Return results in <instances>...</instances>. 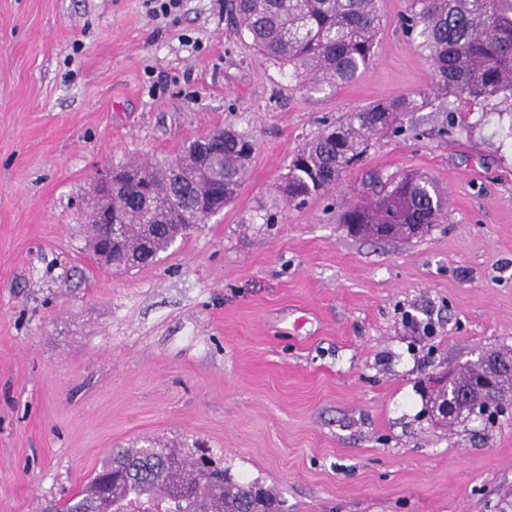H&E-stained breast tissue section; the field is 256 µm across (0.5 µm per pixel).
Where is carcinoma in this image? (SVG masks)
<instances>
[{"mask_svg":"<svg viewBox=\"0 0 512 512\" xmlns=\"http://www.w3.org/2000/svg\"><path fill=\"white\" fill-rule=\"evenodd\" d=\"M231 10L259 54L291 68L308 92H322L354 81L372 64L382 19L378 0H233ZM412 44L430 61L431 81L417 92L376 102L347 114L292 158L280 192L289 205L327 191L359 163L374 137L398 134L411 115L436 106L453 113L449 98L482 102L489 111L512 115V0H407L403 14ZM253 140L224 131L203 159L183 150L148 166L135 165L131 183L112 188V223L120 225L130 268L157 260L176 232L172 215L184 223H203L197 210L220 192L224 204L237 197L252 156ZM444 202L427 180L406 175L392 189L350 205L343 223L355 233L384 238L414 236L443 219ZM402 223L420 224L414 232ZM480 363L458 372L455 385L470 391ZM487 406L512 397V371ZM57 512H284L282 501L257 480H238L219 462L214 469L198 452L148 443L119 448L101 461L92 476L64 500Z\"/></svg>","mask_w":512,"mask_h":512,"instance_id":"cac0c4a2","label":"carcinoma"}]
</instances>
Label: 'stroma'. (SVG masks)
Here are the masks:
<instances>
[{
	"instance_id": "stroma-1",
	"label": "stroma",
	"mask_w": 512,
	"mask_h": 512,
	"mask_svg": "<svg viewBox=\"0 0 512 512\" xmlns=\"http://www.w3.org/2000/svg\"><path fill=\"white\" fill-rule=\"evenodd\" d=\"M372 66L321 93L259 57L226 0H0V512L157 439L223 457L288 512H512V410L441 426L428 373L512 349V119L416 113L305 206L278 191L326 126L431 78L380 0ZM218 129L257 149L237 198L156 263L85 250L102 166ZM414 173L446 219L371 241L341 222L371 174Z\"/></svg>"
}]
</instances>
